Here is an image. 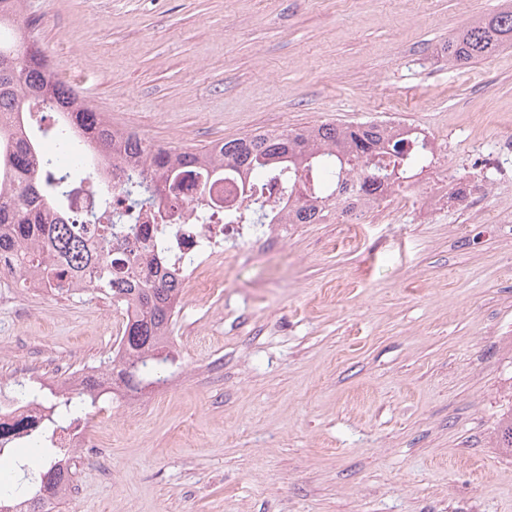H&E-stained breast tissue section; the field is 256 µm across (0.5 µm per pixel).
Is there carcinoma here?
Listing matches in <instances>:
<instances>
[{
	"mask_svg": "<svg viewBox=\"0 0 512 512\" xmlns=\"http://www.w3.org/2000/svg\"><path fill=\"white\" fill-rule=\"evenodd\" d=\"M23 0H0V252L15 254L14 275L36 272L57 294H76L78 281L93 276L97 296L129 311L122 327L125 357L111 373L127 385L149 386L162 381L171 361L163 353L179 302L180 284L173 270L179 256L171 242L180 232L174 224L152 225V244L143 263L172 267L155 275L130 274L127 258L112 253V241L138 233L140 211L175 189L181 165L217 162L223 174L241 172L256 185L280 191L281 212L294 213L300 224H316L328 203L349 211L357 199L349 183L363 180L365 192L383 196L432 164L426 147L414 140H391V130L369 122L351 126L312 125L282 131H258L214 142L198 150L176 151L135 135L134 145L145 166L128 173L122 193L124 209L112 208V191L98 185L96 211L68 221L63 208L71 192L97 178V172L65 168L57 156L44 150L43 140L54 141L61 153H76L79 145L90 152L112 151V134L101 124L108 119L85 104L76 90L55 81V68L34 37L17 36ZM512 45V6L473 21L448 37L438 54L452 66H466ZM44 424L27 432L20 442L0 431V452L16 458L15 488L0 492L5 498L28 497V512H43L45 500L56 493L62 474L55 457L44 452L46 465L33 469L24 462L23 448L45 447L43 434L78 421L90 409L91 399L79 394L47 399ZM497 446L512 456V409L496 428Z\"/></svg>",
	"mask_w": 512,
	"mask_h": 512,
	"instance_id": "obj_1",
	"label": "carcinoma"
}]
</instances>
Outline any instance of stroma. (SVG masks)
<instances>
[{"mask_svg": "<svg viewBox=\"0 0 512 512\" xmlns=\"http://www.w3.org/2000/svg\"><path fill=\"white\" fill-rule=\"evenodd\" d=\"M503 0H25L67 83L173 149L406 105L438 161L362 224L224 243L182 289L162 383L96 417L57 512H512V46L436 50ZM473 184L429 214L432 179ZM119 314L0 278V387L106 366Z\"/></svg>", "mask_w": 512, "mask_h": 512, "instance_id": "1", "label": "stroma"}]
</instances>
